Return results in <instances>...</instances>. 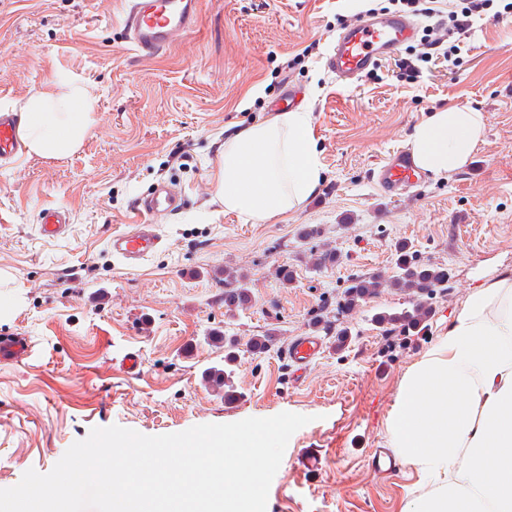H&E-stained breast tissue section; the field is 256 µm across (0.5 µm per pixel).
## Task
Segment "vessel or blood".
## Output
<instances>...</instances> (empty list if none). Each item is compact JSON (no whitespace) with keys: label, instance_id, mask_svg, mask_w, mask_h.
<instances>
[{"label":"vessel or blood","instance_id":"vessel-or-blood-1","mask_svg":"<svg viewBox=\"0 0 512 512\" xmlns=\"http://www.w3.org/2000/svg\"><path fill=\"white\" fill-rule=\"evenodd\" d=\"M203 0H123L122 24L127 41L139 57H155L171 50L176 42L193 31L200 20ZM416 23L399 13L369 16L342 28L326 57V67L337 82L352 84L385 59L396 57L402 47L413 41ZM22 149L20 123L15 112L0 108V160H14ZM419 172L405 150L390 155L376 176L380 189L392 193L413 184ZM175 196L160 193L139 201L137 209L146 216H158L176 210ZM69 222L65 212L44 213L40 231L48 238L60 237ZM162 246L153 225L140 224L129 232L113 235L112 254L130 268L138 266ZM31 342L25 336L0 339V364L26 359ZM324 342L314 333L296 337L288 346V361L295 376L319 358Z\"/></svg>","mask_w":512,"mask_h":512}]
</instances>
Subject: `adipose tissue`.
Masks as SVG:
<instances>
[{
	"instance_id": "1",
	"label": "adipose tissue",
	"mask_w": 512,
	"mask_h": 512,
	"mask_svg": "<svg viewBox=\"0 0 512 512\" xmlns=\"http://www.w3.org/2000/svg\"><path fill=\"white\" fill-rule=\"evenodd\" d=\"M94 120L78 84L26 102L29 153L62 158ZM484 116L445 108L414 125L411 156L443 177L468 164ZM317 142L306 112H279L224 141L217 197L225 209L260 222L297 208L321 184ZM387 434L399 460L426 487L405 512H512V276L477 288L450 318L439 343L402 378Z\"/></svg>"
}]
</instances>
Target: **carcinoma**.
Here are the masks:
<instances>
[{
  "instance_id": "obj_1",
  "label": "carcinoma",
  "mask_w": 512,
  "mask_h": 512,
  "mask_svg": "<svg viewBox=\"0 0 512 512\" xmlns=\"http://www.w3.org/2000/svg\"><path fill=\"white\" fill-rule=\"evenodd\" d=\"M388 286L397 288L413 295L412 309L399 312H383L378 314L375 321L379 324L410 325L417 327L429 314L427 296L433 294L436 288L448 287V272L437 266L416 265L406 247H401L398 258V274L389 283H384L375 277H358L344 293L342 309L359 304L367 297L378 293V289ZM249 301L246 284L229 274L224 278V304L228 307H240Z\"/></svg>"
}]
</instances>
